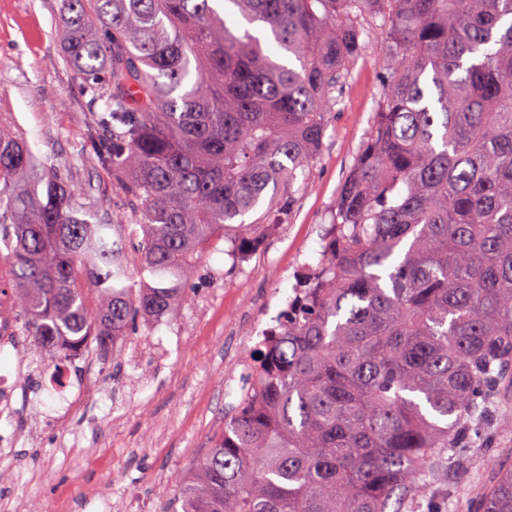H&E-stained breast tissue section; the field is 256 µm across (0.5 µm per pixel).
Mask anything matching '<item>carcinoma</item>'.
<instances>
[{
  "label": "carcinoma",
  "mask_w": 512,
  "mask_h": 512,
  "mask_svg": "<svg viewBox=\"0 0 512 512\" xmlns=\"http://www.w3.org/2000/svg\"><path fill=\"white\" fill-rule=\"evenodd\" d=\"M59 0L99 163L80 190L0 123V241L36 350L106 355L188 300L221 241L285 224L369 35L387 23L374 130L307 292L251 350L258 397L177 485L181 512H402L465 459L512 378V0ZM305 176L297 183L298 175ZM262 210L252 222L245 217ZM136 268L151 277L129 284ZM101 296L98 307L85 301ZM478 512H512V467Z\"/></svg>",
  "instance_id": "1"
}]
</instances>
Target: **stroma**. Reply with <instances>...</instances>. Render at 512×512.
Returning a JSON list of instances; mask_svg holds the SVG:
<instances>
[{"label":"stroma","mask_w":512,"mask_h":512,"mask_svg":"<svg viewBox=\"0 0 512 512\" xmlns=\"http://www.w3.org/2000/svg\"><path fill=\"white\" fill-rule=\"evenodd\" d=\"M57 0H0V121L33 153L83 186L97 221L111 223L130 208L112 184L88 138L91 112L83 81L65 61L58 39ZM367 46L345 81L336 115L281 233L267 237L252 268L233 265L222 250L205 256L192 299L159 320L136 321L121 354L90 350L78 374L101 392L84 416L62 425L63 401L45 370H66L52 348L28 351L11 293L0 296V373L23 369L30 390L8 396L0 415V512H163L162 489L191 473L224 431V374L247 344L229 345L224 318L244 300L225 296L242 281L246 300L286 296L296 273L316 263L339 188L369 135L383 83L381 21L371 22ZM469 468L416 497L406 512H476V493L501 466L512 465V431L491 425Z\"/></svg>","instance_id":"obj_1"}]
</instances>
